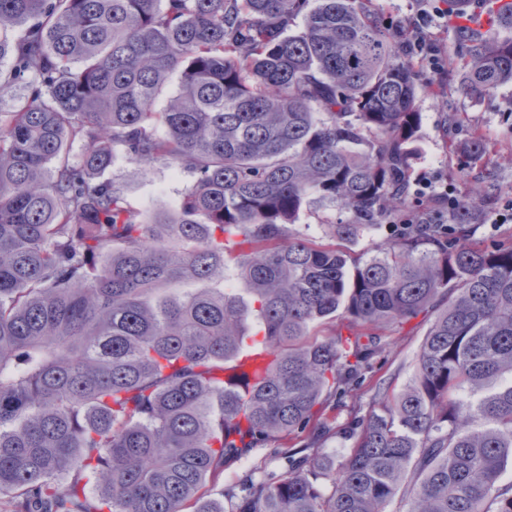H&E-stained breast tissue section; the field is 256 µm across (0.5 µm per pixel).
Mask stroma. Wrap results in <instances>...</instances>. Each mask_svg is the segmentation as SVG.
<instances>
[{
  "label": "stroma",
  "instance_id": "stroma-1",
  "mask_svg": "<svg viewBox=\"0 0 512 512\" xmlns=\"http://www.w3.org/2000/svg\"><path fill=\"white\" fill-rule=\"evenodd\" d=\"M431 36L448 54V72L442 79L445 92L438 95L431 90L433 77L421 68L414 71L422 123L420 158L412 176L421 179L437 172L446 175L449 184L462 195L472 196L475 209L493 214L502 201L512 197V83L489 94L471 93L458 67L466 53L460 30L453 26L435 29ZM452 113L458 117L453 127L448 124ZM477 134L490 144L489 151L479 157L468 151L471 138ZM107 175L125 184L130 205L144 213L175 206L194 180L188 170L164 163L154 164L146 173H136L120 151L115 152ZM430 324V318L421 315L386 331L382 353L362 378L341 396L326 400L310 426L280 441V448L346 454L354 444V428L377 407L381 395L398 392L413 378ZM285 469V460L274 456L271 446L254 448L246 459L225 464L222 473L209 479L207 490L211 497L220 499L227 489L238 486L245 472L278 474Z\"/></svg>",
  "mask_w": 512,
  "mask_h": 512
}]
</instances>
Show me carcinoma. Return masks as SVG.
<instances>
[{
	"label": "carcinoma",
	"instance_id": "obj_1",
	"mask_svg": "<svg viewBox=\"0 0 512 512\" xmlns=\"http://www.w3.org/2000/svg\"><path fill=\"white\" fill-rule=\"evenodd\" d=\"M369 2L0 0V96L25 91L0 113L10 512H386L401 491L407 512H512V245L469 242L468 200L364 260L292 230L313 203L349 215L328 225L348 241L411 207L418 89ZM466 49L469 86L512 82V39ZM118 149L195 175L177 212L130 206L104 177ZM229 260L246 299L215 287ZM339 310L348 335L309 337ZM420 314L413 378L348 456L289 453L229 510L203 498ZM253 351L263 371L224 379Z\"/></svg>",
	"mask_w": 512,
	"mask_h": 512
}]
</instances>
